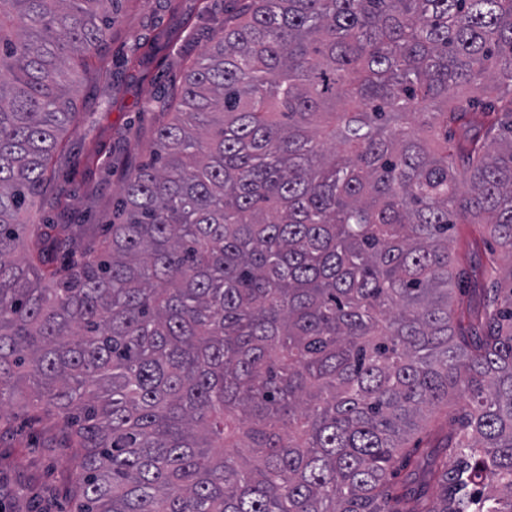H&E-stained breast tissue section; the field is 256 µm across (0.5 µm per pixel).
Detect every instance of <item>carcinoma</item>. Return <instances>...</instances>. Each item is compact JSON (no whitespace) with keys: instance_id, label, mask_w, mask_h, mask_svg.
Listing matches in <instances>:
<instances>
[{"instance_id":"1","label":"carcinoma","mask_w":512,"mask_h":512,"mask_svg":"<svg viewBox=\"0 0 512 512\" xmlns=\"http://www.w3.org/2000/svg\"><path fill=\"white\" fill-rule=\"evenodd\" d=\"M120 2L0 0V419L77 512H512V265L448 252L512 256V0H227L100 255L25 245ZM448 237L450 251L459 266L470 269L485 262L488 253L482 242L481 228L477 224H457Z\"/></svg>"}]
</instances>
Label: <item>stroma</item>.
Returning <instances> with one entry per match:
<instances>
[{
  "mask_svg": "<svg viewBox=\"0 0 512 512\" xmlns=\"http://www.w3.org/2000/svg\"><path fill=\"white\" fill-rule=\"evenodd\" d=\"M223 20L224 0H122L101 52L102 69L80 75L77 117L53 158L52 191L63 195L67 209L50 216L60 224L83 225L86 245H97L101 228L111 223L113 201L131 161L149 153L161 120L148 108L151 97L182 82L186 66ZM142 44L156 45L157 55L138 70L126 69L127 58ZM92 145L99 151L93 161L88 158ZM448 244L456 263L467 269L488 256L475 224L456 225ZM75 481L71 455L55 427L32 416L0 428V482L12 494L9 512H31L39 499L48 512H72Z\"/></svg>",
  "mask_w": 512,
  "mask_h": 512,
  "instance_id": "35a3bbf8",
  "label": "stroma"
}]
</instances>
